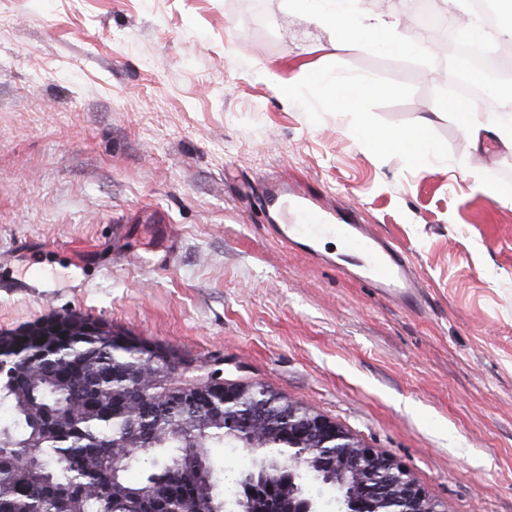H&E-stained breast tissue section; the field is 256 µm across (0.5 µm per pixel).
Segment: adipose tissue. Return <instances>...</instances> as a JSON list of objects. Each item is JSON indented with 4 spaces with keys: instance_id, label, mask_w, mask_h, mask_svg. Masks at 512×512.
<instances>
[{
    "instance_id": "obj_1",
    "label": "adipose tissue",
    "mask_w": 512,
    "mask_h": 512,
    "mask_svg": "<svg viewBox=\"0 0 512 512\" xmlns=\"http://www.w3.org/2000/svg\"><path fill=\"white\" fill-rule=\"evenodd\" d=\"M359 0H289L298 12L313 15L335 34L333 49L355 42L373 45L389 52L412 53L413 40L401 30L400 22L392 16L363 12ZM455 100L439 101L436 111L455 120L473 143L493 136L506 146H512V114L483 111L478 101H469L466 112H459ZM428 121L409 129H380L368 124L359 125L356 134L374 148H391L407 153L416 162L438 157L440 150L428 135Z\"/></svg>"
}]
</instances>
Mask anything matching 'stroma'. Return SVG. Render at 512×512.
I'll use <instances>...</instances> for the list:
<instances>
[{"label":"stroma","mask_w":512,"mask_h":512,"mask_svg":"<svg viewBox=\"0 0 512 512\" xmlns=\"http://www.w3.org/2000/svg\"><path fill=\"white\" fill-rule=\"evenodd\" d=\"M287 0H0V333L82 314L256 381L410 471L443 512H512V149L433 115L448 56L350 43ZM317 69L381 93L358 112ZM429 119L421 166L360 122ZM285 179L401 249L415 313L287 250ZM303 85L321 91L325 104L331 109L354 110L358 106V95L346 90L347 83L329 82L318 71L310 72Z\"/></svg>","instance_id":"obj_1"}]
</instances>
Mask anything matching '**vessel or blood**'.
<instances>
[{"label":"vessel or blood","mask_w":512,"mask_h":512,"mask_svg":"<svg viewBox=\"0 0 512 512\" xmlns=\"http://www.w3.org/2000/svg\"><path fill=\"white\" fill-rule=\"evenodd\" d=\"M265 208L271 220L269 229L278 243L337 268L341 274L372 288L381 300L405 308L420 307L423 292L408 259L351 216L335 217L285 181L268 187ZM327 237L342 242L345 252L340 259L321 252L320 245Z\"/></svg>","instance_id":"obj_1"}]
</instances>
